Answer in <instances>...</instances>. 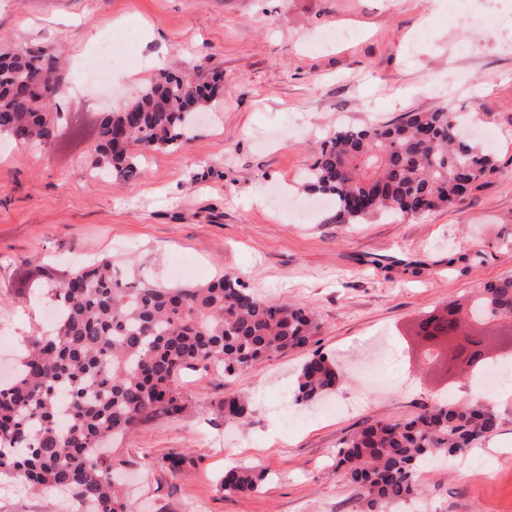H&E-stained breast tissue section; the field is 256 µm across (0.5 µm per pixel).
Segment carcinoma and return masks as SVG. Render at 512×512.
I'll use <instances>...</instances> for the list:
<instances>
[{"instance_id": "obj_1", "label": "carcinoma", "mask_w": 512, "mask_h": 512, "mask_svg": "<svg viewBox=\"0 0 512 512\" xmlns=\"http://www.w3.org/2000/svg\"><path fill=\"white\" fill-rule=\"evenodd\" d=\"M222 76L199 81L162 71L137 99L103 114L95 169L124 179L140 175L145 155L186 141L188 113L202 110ZM59 88L57 57L42 50L0 51V135L50 144L56 119L49 102ZM460 116L446 108L407 112L390 124L340 128L327 138L306 173L309 190L335 200L326 224H361L377 216H424L459 203L474 183L494 174L490 152L458 137ZM62 317L31 337L21 368L0 380V474L32 489L64 488L91 512H132L116 482L112 452L103 448L139 422L183 409L187 370L216 364L235 376L265 355L307 346L319 325L312 310L266 301L238 277L168 287L113 275L106 258L71 273L55 292ZM512 317V278L482 284L471 312ZM340 380L323 355L302 366L294 398H321ZM249 403L224 399V417L245 422ZM497 414L480 400L440 399L418 414L371 423L341 442L336 470L365 512H396L423 493L424 463L461 453L492 437ZM264 473L246 466L224 471L229 493L257 491Z\"/></svg>"}]
</instances>
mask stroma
<instances>
[{"instance_id":"35a3bbf8","label":"stroma","mask_w":512,"mask_h":512,"mask_svg":"<svg viewBox=\"0 0 512 512\" xmlns=\"http://www.w3.org/2000/svg\"><path fill=\"white\" fill-rule=\"evenodd\" d=\"M336 29L351 39L321 44ZM106 43L109 78L83 79L80 62ZM29 47L61 58L60 120L51 146L0 137V378L15 350L46 332L49 296L71 271L108 257L120 278L179 286L178 262L194 257L195 282L235 274L265 300L312 308L320 330L234 377L184 374V410L140 423L112 449L132 504L358 512L336 472L342 440L364 423L412 416L448 388L410 362L415 327L468 304L481 283L512 277V0H0V48ZM184 68L223 76L185 144L148 155L136 179L97 174L102 113L129 104L159 71ZM447 105L497 136L496 172L456 207L326 224L269 206L276 189L298 206L314 200L302 177L337 129ZM380 339L395 359L378 366L376 385L350 375L331 395L339 405L362 399L360 409L295 403L309 357L342 368ZM510 384L485 392L500 427L473 448L482 470L466 469L463 454L423 469L427 512H512ZM237 394L251 415L228 440L224 399ZM173 450L196 460L175 478L164 460ZM234 462L266 469L259 492L221 490ZM0 512L80 509L56 490L1 478Z\"/></svg>"}]
</instances>
